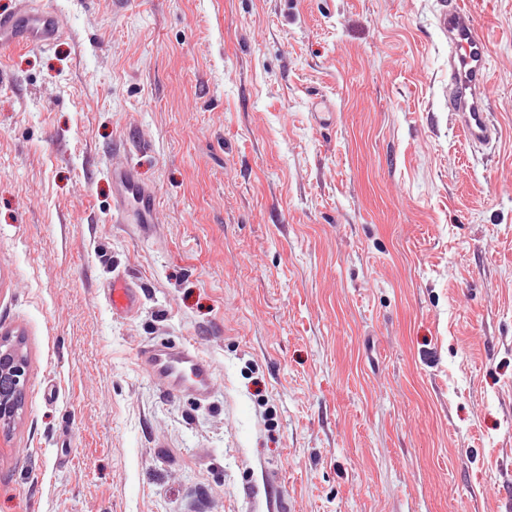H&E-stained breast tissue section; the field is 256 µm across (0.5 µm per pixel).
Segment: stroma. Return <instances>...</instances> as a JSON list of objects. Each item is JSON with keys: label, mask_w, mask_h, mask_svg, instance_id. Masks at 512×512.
<instances>
[{"label": "stroma", "mask_w": 512, "mask_h": 512, "mask_svg": "<svg viewBox=\"0 0 512 512\" xmlns=\"http://www.w3.org/2000/svg\"><path fill=\"white\" fill-rule=\"evenodd\" d=\"M440 2L41 0L62 36L0 58V512H512V0H466L479 151ZM126 164L154 224L112 220ZM153 340L208 400L142 371ZM437 20L448 37V112L472 147H493L502 130L485 105L489 40L462 2L443 0ZM105 296L112 312L121 316H133L139 309L138 288L121 275H114L105 290ZM138 360L148 374L162 380L173 393L203 401L214 389L213 366L191 343L152 342L139 350ZM27 379V368L21 365V352L8 345L0 350V423L13 422L17 418L16 400Z\"/></svg>", "instance_id": "35a3bbf8"}]
</instances>
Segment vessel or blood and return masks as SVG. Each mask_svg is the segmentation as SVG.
Listing matches in <instances>:
<instances>
[{
	"instance_id": "1",
	"label": "vessel or blood",
	"mask_w": 512,
	"mask_h": 512,
	"mask_svg": "<svg viewBox=\"0 0 512 512\" xmlns=\"http://www.w3.org/2000/svg\"><path fill=\"white\" fill-rule=\"evenodd\" d=\"M448 38V112L469 144L477 149L494 146L502 130L485 105L490 43L462 0H443L437 16ZM62 35L56 14L21 0L19 8L0 13V56L30 47H45ZM112 175V216L121 224H150L157 204L155 190L142 184L132 167L116 166ZM114 313L131 316L140 305L138 289L126 278L113 276L105 290ZM151 376L169 390L197 400L210 397L216 382L211 362L191 343L153 342L138 352Z\"/></svg>"
}]
</instances>
